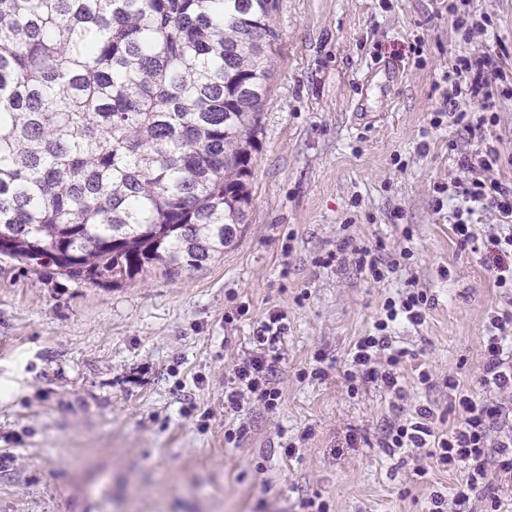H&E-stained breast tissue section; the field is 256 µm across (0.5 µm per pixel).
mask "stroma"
Listing matches in <instances>:
<instances>
[{
  "label": "stroma",
  "instance_id": "stroma-1",
  "mask_svg": "<svg viewBox=\"0 0 512 512\" xmlns=\"http://www.w3.org/2000/svg\"><path fill=\"white\" fill-rule=\"evenodd\" d=\"M486 33L457 28L448 0H272L278 33L237 241L203 268L150 269L118 288L76 284L0 258V512H428L456 476L377 448L387 420L419 406L441 430L461 414L449 380L476 391L482 338L512 308L498 287L492 206L453 187L461 154L496 151L488 178L512 183V0H471ZM488 49L505 80L495 122L460 94L455 59ZM466 221L475 236L460 241ZM383 240L374 281L331 253ZM431 305L394 331L403 397L351 388L343 362L384 302L410 286ZM284 312L281 397L224 395L251 338ZM327 375L311 376L316 357ZM431 375L417 381L418 368ZM244 435L227 440V430ZM300 444L298 455L282 446Z\"/></svg>",
  "mask_w": 512,
  "mask_h": 512
}]
</instances>
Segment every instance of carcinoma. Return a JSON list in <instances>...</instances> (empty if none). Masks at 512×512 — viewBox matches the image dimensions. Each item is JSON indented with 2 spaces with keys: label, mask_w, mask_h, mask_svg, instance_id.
<instances>
[{
  "label": "carcinoma",
  "mask_w": 512,
  "mask_h": 512,
  "mask_svg": "<svg viewBox=\"0 0 512 512\" xmlns=\"http://www.w3.org/2000/svg\"><path fill=\"white\" fill-rule=\"evenodd\" d=\"M271 0H0V256L119 287L236 242Z\"/></svg>",
  "instance_id": "carcinoma-1"
}]
</instances>
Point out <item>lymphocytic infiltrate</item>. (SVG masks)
<instances>
[{
	"mask_svg": "<svg viewBox=\"0 0 512 512\" xmlns=\"http://www.w3.org/2000/svg\"><path fill=\"white\" fill-rule=\"evenodd\" d=\"M453 79H465L472 97L483 109L478 125H485L486 114L495 106L494 88L502 77L498 55L478 50L458 56ZM496 161L495 155H462L460 169L469 180L463 195L474 203H489L512 223V185L486 181L484 174ZM429 299L424 290L406 292L400 300H387L384 314L371 331L359 337L351 350L344 372L346 381L371 383L385 391L401 393L399 365L403 350L394 348L390 331L394 323L404 320L413 325L425 320ZM284 313L270 314L254 338V350L242 366L232 373L231 390L225 400L230 411H238L246 394L259 395L267 406H275L281 391L275 380L278 355L276 346L285 330ZM479 385L487 397L459 392L455 399L462 418L456 426L442 431L435 426V413L420 406L414 418L391 421L384 428L379 446L391 456L408 458L425 453L436 466L456 473L450 496L440 494L431 499L429 512H473L475 503H491L494 512L501 507L500 493L512 486V437L500 436L512 408V311L494 316L484 341Z\"/></svg>",
	"mask_w": 512,
	"mask_h": 512,
	"instance_id": "1",
	"label": "lymphocytic infiltrate"
}]
</instances>
